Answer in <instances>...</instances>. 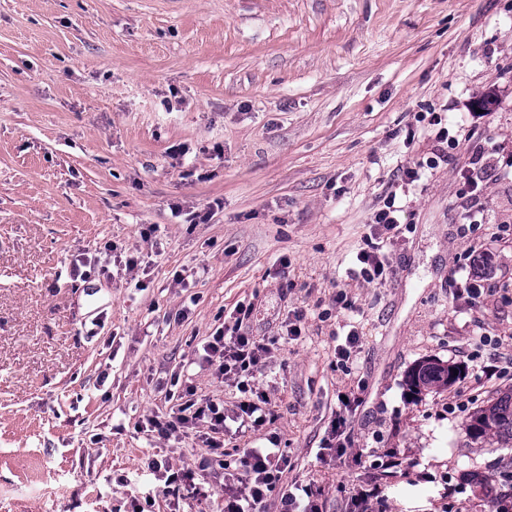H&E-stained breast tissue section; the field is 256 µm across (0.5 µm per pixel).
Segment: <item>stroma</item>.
Wrapping results in <instances>:
<instances>
[{"label":"stroma","instance_id":"stroma-1","mask_svg":"<svg viewBox=\"0 0 512 512\" xmlns=\"http://www.w3.org/2000/svg\"><path fill=\"white\" fill-rule=\"evenodd\" d=\"M433 115L456 133L442 152ZM390 199L403 222L374 233ZM239 304L243 333L277 342L256 374L272 413L203 471L206 423L138 426L176 396L233 410L197 349ZM430 358L461 373L412 394ZM511 388L512 0H0V512H184L165 484L183 469L215 512L235 449L275 445L323 512H348L373 450L402 461L387 512H491L472 475L512 450L465 420ZM344 393L351 452L329 463ZM358 261L363 265L360 273L368 283L383 280L387 265L377 253L373 251L361 252L358 255Z\"/></svg>","mask_w":512,"mask_h":512}]
</instances>
